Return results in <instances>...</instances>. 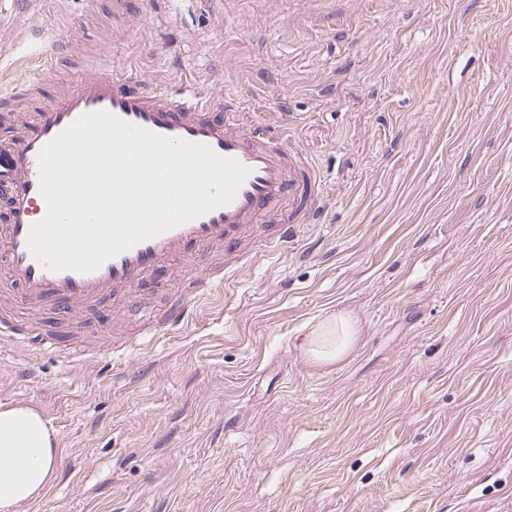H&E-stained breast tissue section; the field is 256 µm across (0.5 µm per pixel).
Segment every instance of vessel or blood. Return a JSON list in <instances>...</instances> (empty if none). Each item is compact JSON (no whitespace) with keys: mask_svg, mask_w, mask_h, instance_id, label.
<instances>
[{"mask_svg":"<svg viewBox=\"0 0 512 512\" xmlns=\"http://www.w3.org/2000/svg\"><path fill=\"white\" fill-rule=\"evenodd\" d=\"M107 111L149 132L209 146L233 158L249 174L234 200L136 243L91 272L53 271L30 250L32 226L47 213L40 191L38 157L46 144L82 115ZM0 254L6 274L25 300L47 299L81 319L86 308L115 288L141 289L153 276L207 247L227 231L259 223L281 201L292 205V222L305 221L319 199L316 178L304 156L272 125L244 122L235 104L195 87L161 91L138 75H98L80 80L47 105L12 141L0 144Z\"/></svg>","mask_w":512,"mask_h":512,"instance_id":"1","label":"vessel or blood"}]
</instances>
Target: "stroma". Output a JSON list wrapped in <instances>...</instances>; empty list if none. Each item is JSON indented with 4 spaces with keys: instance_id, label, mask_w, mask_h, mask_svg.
Listing matches in <instances>:
<instances>
[{
    "instance_id": "obj_1",
    "label": "stroma",
    "mask_w": 512,
    "mask_h": 512,
    "mask_svg": "<svg viewBox=\"0 0 512 512\" xmlns=\"http://www.w3.org/2000/svg\"><path fill=\"white\" fill-rule=\"evenodd\" d=\"M131 72L287 126L322 200L139 305L30 302L56 348L0 342V408H35L57 455L16 512H512V0H0L7 127ZM180 294L192 319L157 334ZM333 314L354 338L315 359Z\"/></svg>"
}]
</instances>
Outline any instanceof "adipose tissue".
Instances as JSON below:
<instances>
[{
	"label": "adipose tissue",
	"mask_w": 512,
	"mask_h": 512,
	"mask_svg": "<svg viewBox=\"0 0 512 512\" xmlns=\"http://www.w3.org/2000/svg\"><path fill=\"white\" fill-rule=\"evenodd\" d=\"M353 336L344 317L329 318L312 332L313 353L323 359L338 357ZM57 453L53 436L41 415L27 406L0 409V512L40 497L53 478Z\"/></svg>",
	"instance_id": "obj_1"
}]
</instances>
